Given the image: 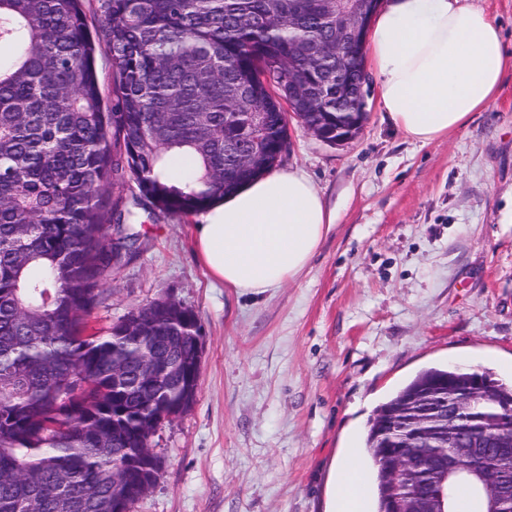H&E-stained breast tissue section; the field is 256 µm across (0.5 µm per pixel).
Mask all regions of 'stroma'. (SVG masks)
Listing matches in <instances>:
<instances>
[{
    "label": "stroma",
    "mask_w": 512,
    "mask_h": 512,
    "mask_svg": "<svg viewBox=\"0 0 512 512\" xmlns=\"http://www.w3.org/2000/svg\"><path fill=\"white\" fill-rule=\"evenodd\" d=\"M277 164L336 212L305 269L240 295L193 249L197 215L138 211L134 250L90 319L107 329L172 298L205 336L192 408L158 426V480L132 512H329L334 460L363 448L379 404L422 369L512 384V69L497 100L427 144L367 88L360 134L327 145L298 122Z\"/></svg>",
    "instance_id": "1"
}]
</instances>
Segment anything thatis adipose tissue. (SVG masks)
Segmentation results:
<instances>
[{
  "mask_svg": "<svg viewBox=\"0 0 512 512\" xmlns=\"http://www.w3.org/2000/svg\"><path fill=\"white\" fill-rule=\"evenodd\" d=\"M369 56L383 112L421 144L484 111L512 67L500 26L469 0H384ZM335 222L305 172L271 171L203 211L194 250L214 280L258 295L293 281ZM367 475L358 456L339 459L333 512H363Z\"/></svg>",
  "mask_w": 512,
  "mask_h": 512,
  "instance_id": "adipose-tissue-1",
  "label": "adipose tissue"
}]
</instances>
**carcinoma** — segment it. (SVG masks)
Instances as JSON below:
<instances>
[{
  "instance_id": "cac0c4a2",
  "label": "carcinoma",
  "mask_w": 512,
  "mask_h": 512,
  "mask_svg": "<svg viewBox=\"0 0 512 512\" xmlns=\"http://www.w3.org/2000/svg\"><path fill=\"white\" fill-rule=\"evenodd\" d=\"M83 0H0V512H104L112 479L135 481L120 445L148 447L130 416L112 417L117 400L178 404L183 393L140 386L142 352L115 324L89 332L131 250L133 215L122 198L103 196L135 179L133 205L187 217L272 169L288 141L282 113L315 116L288 101L293 70L310 74L326 134L334 118L358 111L362 72L336 83L328 61L313 69L311 41H336L333 0H101L90 30ZM111 55L112 106L94 69ZM268 114L267 155L247 169L228 144L242 137L231 113ZM154 348L189 359L194 311L159 300L132 312ZM484 379L483 400L463 424L505 440L487 448L486 466L512 478V385L488 371L447 366L418 372L376 409L366 448L377 480V512L418 509L426 473L392 481L401 452L422 455L445 441L437 400ZM92 436L76 433L82 424ZM465 491L472 512L492 498Z\"/></svg>"
}]
</instances>
